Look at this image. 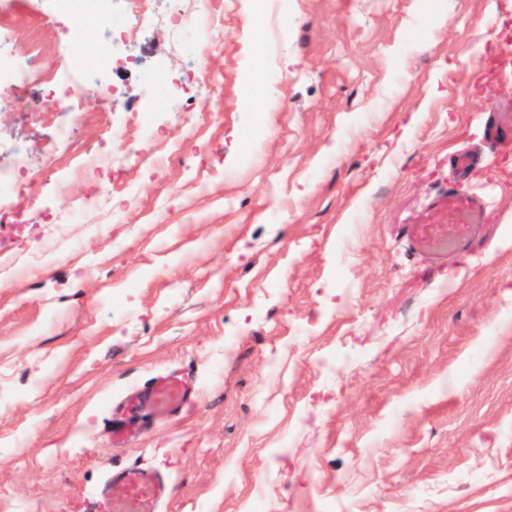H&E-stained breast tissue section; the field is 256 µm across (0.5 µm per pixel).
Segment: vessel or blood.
Masks as SVG:
<instances>
[{
  "instance_id": "1",
  "label": "vessel or blood",
  "mask_w": 512,
  "mask_h": 512,
  "mask_svg": "<svg viewBox=\"0 0 512 512\" xmlns=\"http://www.w3.org/2000/svg\"><path fill=\"white\" fill-rule=\"evenodd\" d=\"M487 210L486 198L451 185L432 199L418 223L399 227L398 236L413 259L444 265L482 235ZM192 395L191 387L178 378L151 382L136 395L129 408L112 413L109 424L113 438L119 443L126 441L132 429V413L171 417ZM115 481L120 486L119 492L104 489L97 494V512H157L166 494L164 480L140 467L121 470Z\"/></svg>"
}]
</instances>
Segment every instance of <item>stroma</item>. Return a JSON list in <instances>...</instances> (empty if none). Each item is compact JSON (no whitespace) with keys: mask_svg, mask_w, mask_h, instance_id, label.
I'll use <instances>...</instances> for the list:
<instances>
[{"mask_svg":"<svg viewBox=\"0 0 512 512\" xmlns=\"http://www.w3.org/2000/svg\"><path fill=\"white\" fill-rule=\"evenodd\" d=\"M13 10L48 57L99 36ZM139 26L113 102L69 116L82 150L139 151L99 181L43 162L39 90L0 89V142L41 160L32 220L0 224V512H95L131 466L161 512H512V139L458 181L490 206L468 252L395 235L485 152L478 113H512V0H224L199 58ZM168 374L196 398L113 447Z\"/></svg>","mask_w":512,"mask_h":512,"instance_id":"obj_1","label":"stroma"}]
</instances>
